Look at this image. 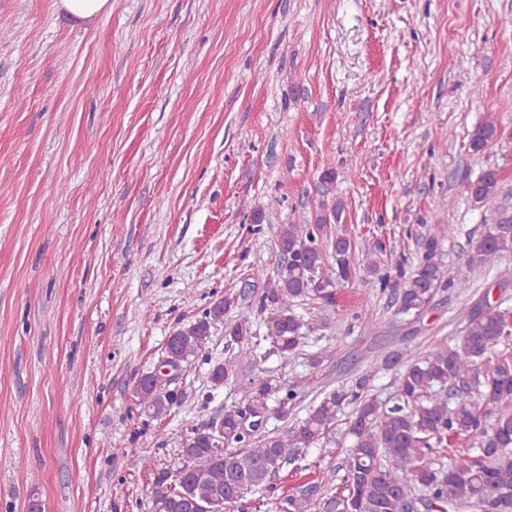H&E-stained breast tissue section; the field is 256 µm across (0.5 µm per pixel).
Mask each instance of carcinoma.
I'll return each instance as SVG.
<instances>
[{"label": "carcinoma", "mask_w": 512, "mask_h": 512, "mask_svg": "<svg viewBox=\"0 0 512 512\" xmlns=\"http://www.w3.org/2000/svg\"><path fill=\"white\" fill-rule=\"evenodd\" d=\"M499 136L495 122H483L473 130L469 150L481 154ZM336 178L335 169L323 170L310 217L280 225L276 247L288 264L273 278L262 269L252 272L248 286L259 290L258 305L242 306L230 293L211 301L201 317L175 328L166 342L164 366L176 370L205 350L218 324L224 325L225 339L247 353L249 324L256 316L266 323L276 354L290 360L311 332L294 312V303L309 297L332 305L336 288L353 282L361 268L370 275L365 283L394 292L401 314L423 310L439 288L469 287L459 269L441 261L434 236L422 240V258L409 273L400 264L394 275L380 272L377 259L386 244L377 237L365 247L370 262L358 267L351 240L335 231L345 211L344 202L332 195ZM499 189L500 174L492 167L467 184L472 201L488 210L497 209ZM469 246V266H500L512 254V216H498ZM232 309L237 314L224 320ZM511 319V310L486 300L468 316L461 344L388 354L382 368L406 366L396 379L391 405L367 394L371 375L366 374L349 388L321 393L306 417L284 435L257 437L255 432L270 417L295 407L293 392L275 408L257 401L225 412L224 444L236 450L227 459L208 434L191 432L182 442L186 451L180 476L173 477L167 468L155 470L153 512H225L240 486L275 489L280 472L303 451L333 441L337 414L348 406L352 411L342 438L349 440V449L344 463L333 468L342 477L326 494L325 512H405L416 501L429 512H512V360L492 358L498 346L512 341ZM239 362L234 357L214 365L210 383L223 386ZM134 393L141 412L153 418L182 402V394L166 389L150 373L140 377ZM440 447L448 450L446 464L435 456ZM280 508L311 512V503L304 493H284Z\"/></svg>", "instance_id": "cac0c4a2"}]
</instances>
